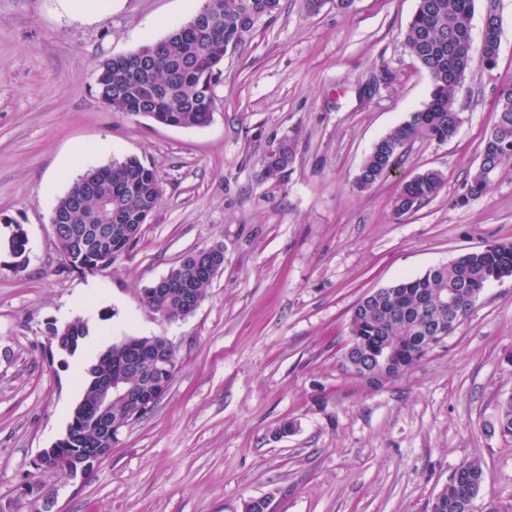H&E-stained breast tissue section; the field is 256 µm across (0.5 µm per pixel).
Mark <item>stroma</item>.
Wrapping results in <instances>:
<instances>
[{"label":"stroma","mask_w":512,"mask_h":512,"mask_svg":"<svg viewBox=\"0 0 512 512\" xmlns=\"http://www.w3.org/2000/svg\"><path fill=\"white\" fill-rule=\"evenodd\" d=\"M203 0H0V239L14 225L26 262L0 250V502L38 479L52 512H428L463 462L479 460L476 512H512V276L491 282L444 346L375 388L345 373L351 311L367 293L490 241L512 242V163L489 192L458 203L512 83V0H474L501 19L496 67L473 69L462 123L417 140L375 186L355 177L373 144L429 98L431 78L404 32L417 0H280L277 16L227 53L203 128L115 112L95 91L100 62L165 37ZM295 159L276 182L260 160L280 140ZM84 153L83 164L70 160ZM134 156L162 200L140 241L111 268L69 270L50 218L86 169ZM439 170V193L404 216L399 182ZM220 245L224 267L197 311L164 323L141 301L184 255ZM91 332L74 355L49 323ZM168 336L179 367L168 392L122 429L81 485L37 473L67 430L81 372L126 336ZM292 424L279 436L283 424Z\"/></svg>","instance_id":"obj_1"}]
</instances>
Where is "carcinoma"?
Masks as SVG:
<instances>
[{
	"instance_id": "cac0c4a2",
	"label": "carcinoma",
	"mask_w": 512,
	"mask_h": 512,
	"mask_svg": "<svg viewBox=\"0 0 512 512\" xmlns=\"http://www.w3.org/2000/svg\"><path fill=\"white\" fill-rule=\"evenodd\" d=\"M279 3L280 0H205L217 20L213 29H189L184 21L162 39L148 40L133 52L104 60L98 66L96 91L114 112H142L152 119L160 112L170 117L172 127H205L213 118L214 98L203 92L202 86L211 89L218 83L224 54L239 48L258 23L274 18ZM473 11L474 0H418L404 40L431 77L430 98L374 144L359 168L360 187L375 185L417 139L443 142L456 134L461 123L457 107L461 85L473 68H495L499 56L498 28L490 32L483 47L465 52L458 49L470 31ZM498 98L507 108L498 109L497 122L483 140V162L466 180L461 203L485 195L490 174L512 162V85L501 87ZM293 159L292 144L282 141L278 154H266L261 160L262 178L279 179ZM97 181L111 193L112 205L119 208L127 224L134 223L145 205H160L158 178L138 158L90 168L55 207L66 216L67 230L56 239L64 253L73 249L75 233L92 225L101 229V234L92 235V245L109 236V225L95 219L99 201L93 186ZM442 183V173L433 169L402 183L395 200L396 214H407L436 196ZM137 241L136 237L122 242L114 239L102 251H78L69 257V267L81 272L104 270ZM207 265L208 257L201 252L185 255L178 265L180 276L196 285L202 299L211 286ZM507 276H512V242L491 241L421 275L368 293L352 309L349 329L356 342L344 351L342 367L358 378L373 373L377 370L373 352L388 344L395 346V370H412L429 352L420 337L428 335L440 320L445 323L446 336L453 335L463 319L460 312L472 308L489 281ZM143 302L166 321L176 320L181 313L182 299L177 288L147 290ZM72 332L74 329L65 324L48 327L49 340L57 347H79L82 339ZM131 342L145 349H159L165 344V337L126 336L96 356L85 371L83 394L69 422L68 438L63 444L69 454H95L109 447L96 416L97 376L102 371L119 372ZM460 468L461 474L452 475L443 487L442 504H430V512H465L464 502L477 498L484 481L481 463L468 461Z\"/></svg>"
}]
</instances>
